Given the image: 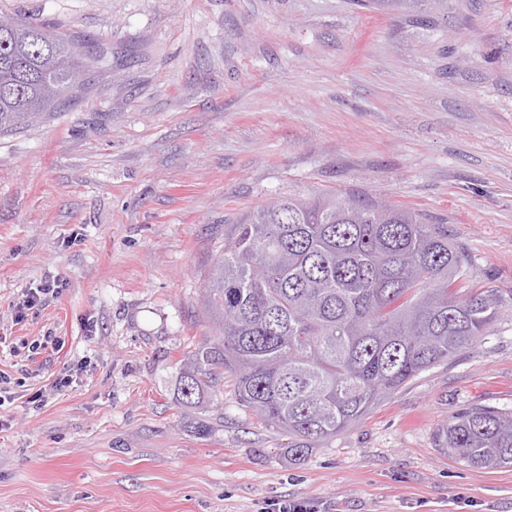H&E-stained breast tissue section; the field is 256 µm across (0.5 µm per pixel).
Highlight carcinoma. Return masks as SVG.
<instances>
[{"label":"carcinoma","instance_id":"1","mask_svg":"<svg viewBox=\"0 0 512 512\" xmlns=\"http://www.w3.org/2000/svg\"><path fill=\"white\" fill-rule=\"evenodd\" d=\"M420 18L448 0H356ZM98 54L32 17H0V135L76 98ZM448 227L369 198L283 197L224 235L205 285L218 334L189 352L178 402L200 410L234 379L239 405L288 435V459L361 420L381 397L460 354L500 309L470 288ZM475 468L512 467V409L467 406L438 431Z\"/></svg>","mask_w":512,"mask_h":512}]
</instances>
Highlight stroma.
I'll list each match as a JSON object with an SVG mask.
<instances>
[{
  "label": "stroma",
  "instance_id": "stroma-1",
  "mask_svg": "<svg viewBox=\"0 0 512 512\" xmlns=\"http://www.w3.org/2000/svg\"><path fill=\"white\" fill-rule=\"evenodd\" d=\"M1 14L103 60L78 100L0 135V512H512V467H469L436 438L463 407L512 408V0H448L432 23L350 0H0ZM323 191L446 224L502 306L473 346L294 464L232 379L188 414L174 392L210 333L204 281L228 226ZM48 278L61 294L18 315ZM47 336L59 350L33 353Z\"/></svg>",
  "mask_w": 512,
  "mask_h": 512
}]
</instances>
